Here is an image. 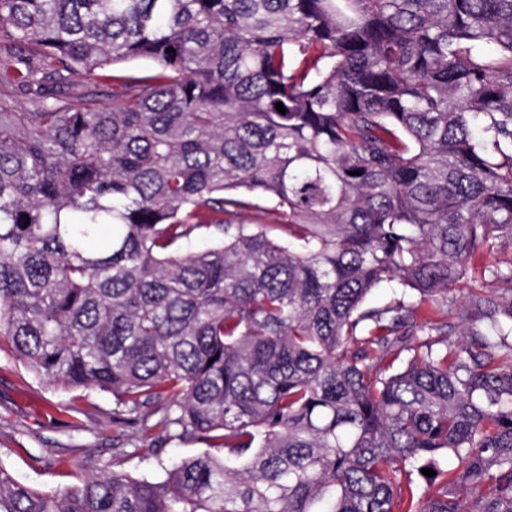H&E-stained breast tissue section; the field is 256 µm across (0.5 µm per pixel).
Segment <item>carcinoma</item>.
I'll list each match as a JSON object with an SVG mask.
<instances>
[{"instance_id":"obj_1","label":"carcinoma","mask_w":512,"mask_h":512,"mask_svg":"<svg viewBox=\"0 0 512 512\" xmlns=\"http://www.w3.org/2000/svg\"><path fill=\"white\" fill-rule=\"evenodd\" d=\"M1 75L0 339L208 450L0 512H512V262L416 317L512 249V0H0ZM511 250L485 255L478 263L474 264L468 272L464 281L463 288L465 293H456L448 297L447 302L439 301V305H427L417 312L418 321L424 318L439 319L448 322V344H456L460 340V331L462 326L458 319L460 309L466 305V297L469 290L480 291L496 288V284L491 281L489 274L485 271L487 266L497 265L501 269L506 270L511 260Z\"/></svg>"}]
</instances>
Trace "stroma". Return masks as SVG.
Instances as JSON below:
<instances>
[{"label":"stroma","mask_w":512,"mask_h":512,"mask_svg":"<svg viewBox=\"0 0 512 512\" xmlns=\"http://www.w3.org/2000/svg\"><path fill=\"white\" fill-rule=\"evenodd\" d=\"M511 264L512 253L507 251L484 256L469 270L463 292L423 307L418 318L447 322L448 341L457 343L462 329L458 314L466 304V291L492 288L488 267L504 269ZM114 407L109 393L64 390L37 378L9 346L0 347V462L17 479L61 491L78 483L87 469L111 468L116 459L123 471L154 477L171 459L201 452V444L182 439L165 441L155 449L137 442L140 429L154 425L164 405L142 408L133 424L114 422ZM57 454L73 459V466L56 467L53 457Z\"/></svg>","instance_id":"stroma-1"}]
</instances>
